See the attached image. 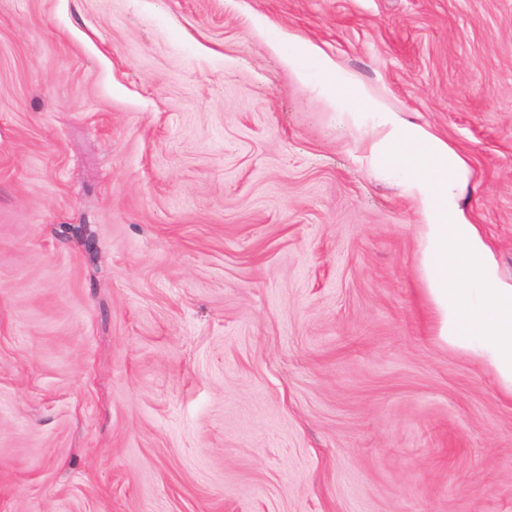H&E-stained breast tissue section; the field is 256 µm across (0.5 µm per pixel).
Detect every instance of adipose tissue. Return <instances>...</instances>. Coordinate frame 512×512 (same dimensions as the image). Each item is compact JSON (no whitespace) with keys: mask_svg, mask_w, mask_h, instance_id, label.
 <instances>
[{"mask_svg":"<svg viewBox=\"0 0 512 512\" xmlns=\"http://www.w3.org/2000/svg\"><path fill=\"white\" fill-rule=\"evenodd\" d=\"M269 46L300 81L355 105L352 119L368 127L371 161L401 179L420 215L421 268L438 340L486 362L512 393V286L497 282L487 246L456 209L463 160L424 127L406 125L317 45L275 36Z\"/></svg>","mask_w":512,"mask_h":512,"instance_id":"obj_1","label":"adipose tissue"}]
</instances>
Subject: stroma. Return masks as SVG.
<instances>
[{"label": "stroma", "mask_w": 512, "mask_h": 512, "mask_svg": "<svg viewBox=\"0 0 512 512\" xmlns=\"http://www.w3.org/2000/svg\"><path fill=\"white\" fill-rule=\"evenodd\" d=\"M274 30L464 160L512 284V0H0V512H512V395Z\"/></svg>", "instance_id": "stroma-1"}]
</instances>
